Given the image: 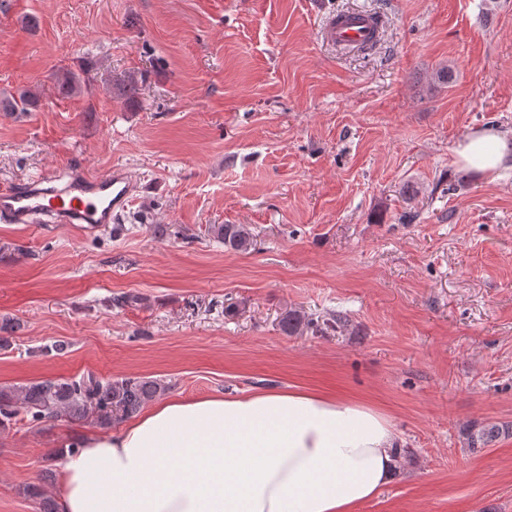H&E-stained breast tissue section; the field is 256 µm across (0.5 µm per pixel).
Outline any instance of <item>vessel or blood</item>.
<instances>
[{"instance_id": "1", "label": "vessel or blood", "mask_w": 512, "mask_h": 512, "mask_svg": "<svg viewBox=\"0 0 512 512\" xmlns=\"http://www.w3.org/2000/svg\"><path fill=\"white\" fill-rule=\"evenodd\" d=\"M382 20L371 12H341L327 18L323 38L340 47L378 46ZM136 187L131 173L121 168L90 176L70 174L63 185L44 176L0 192V219L13 224L32 223L41 215L52 224L113 223L129 203Z\"/></svg>"}]
</instances>
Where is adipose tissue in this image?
Returning <instances> with one entry per match:
<instances>
[{
    "label": "adipose tissue",
    "instance_id": "obj_1",
    "mask_svg": "<svg viewBox=\"0 0 512 512\" xmlns=\"http://www.w3.org/2000/svg\"><path fill=\"white\" fill-rule=\"evenodd\" d=\"M455 153L491 174L512 140L481 128ZM78 446L62 457L57 512H355L400 463L382 412L298 389L161 399Z\"/></svg>",
    "mask_w": 512,
    "mask_h": 512
}]
</instances>
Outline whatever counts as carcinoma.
<instances>
[{"label":"carcinoma","mask_w":512,"mask_h":512,"mask_svg":"<svg viewBox=\"0 0 512 512\" xmlns=\"http://www.w3.org/2000/svg\"><path fill=\"white\" fill-rule=\"evenodd\" d=\"M59 89L66 94L82 92L81 81L72 72L58 77ZM39 107V97L24 90L17 95L0 99V112L24 114ZM208 232L235 252L248 253L254 242L246 224H212ZM348 325L341 315L313 319L299 311L290 310L279 321L280 331L286 336L334 332ZM168 385L160 379L122 377L102 379L93 374L80 378H47L21 386L0 387V426L10 424L20 413L30 421L41 423L58 417L73 421L94 420L109 427L136 415L143 406L161 395ZM512 434L511 425L489 423L471 435V447L487 445L502 434Z\"/></svg>","instance_id":"obj_1"}]
</instances>
